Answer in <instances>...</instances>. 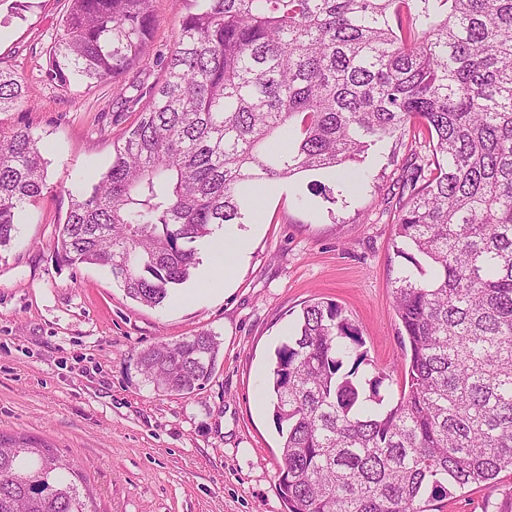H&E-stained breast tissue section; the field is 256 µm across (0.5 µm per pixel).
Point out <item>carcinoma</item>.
<instances>
[{
	"label": "carcinoma",
	"instance_id": "cac0c4a2",
	"mask_svg": "<svg viewBox=\"0 0 512 512\" xmlns=\"http://www.w3.org/2000/svg\"><path fill=\"white\" fill-rule=\"evenodd\" d=\"M160 82L98 180L69 193L56 257L102 267L163 305L265 188L364 162L388 140L427 148L393 247L405 376L369 373L333 301L303 307L275 350L272 397L288 512H440L450 489L512 470V0H180ZM152 0H67L45 77L67 89L146 68ZM22 85L0 68V111ZM39 141L0 137V251L46 188ZM200 332L140 352L160 392L212 377ZM385 387L387 396L380 395ZM69 459L0 436V512H96Z\"/></svg>",
	"mask_w": 512,
	"mask_h": 512
}]
</instances>
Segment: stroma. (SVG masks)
Listing matches in <instances>:
<instances>
[{
	"label": "stroma",
	"instance_id": "obj_1",
	"mask_svg": "<svg viewBox=\"0 0 512 512\" xmlns=\"http://www.w3.org/2000/svg\"><path fill=\"white\" fill-rule=\"evenodd\" d=\"M65 0H33L24 17L0 5V67L24 99L0 112V133L29 129L47 161V186L0 253V435L59 449L86 476L99 512H284L281 442L270 387L276 348L302 308L335 301L359 325L370 359L404 371L391 284L406 262L391 241L401 175L415 161L386 143L362 168L376 177L343 201L333 174L308 172L266 197L256 224L239 225L248 251L229 279L193 277L160 307L128 298L104 269L58 262L55 233L68 194L95 182L135 119L122 91L164 74L175 0H153L147 70L120 83L46 80L47 51ZM207 331L222 344L216 370L188 395L154 390L139 354ZM453 489L444 512H491L502 489Z\"/></svg>",
	"mask_w": 512,
	"mask_h": 512
}]
</instances>
